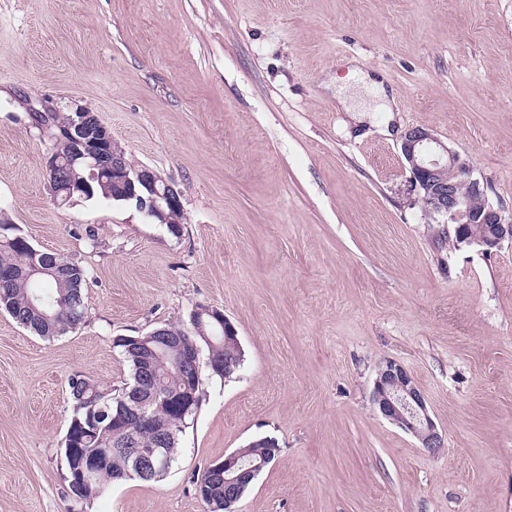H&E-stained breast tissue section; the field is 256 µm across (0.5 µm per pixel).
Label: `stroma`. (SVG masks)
Masks as SVG:
<instances>
[{"label":"stroma","mask_w":512,"mask_h":512,"mask_svg":"<svg viewBox=\"0 0 512 512\" xmlns=\"http://www.w3.org/2000/svg\"><path fill=\"white\" fill-rule=\"evenodd\" d=\"M382 77L386 112L329 82ZM89 107L182 193L180 236L134 204L49 189L31 104ZM430 129L512 213V0H0V212L84 267L86 318L45 339L0 312V512H207L195 481L274 438L236 512H512V243H442L401 156ZM234 324L172 468L77 501L68 380L130 382L113 340ZM414 376L445 446L384 419L381 362Z\"/></svg>","instance_id":"obj_1"}]
</instances>
